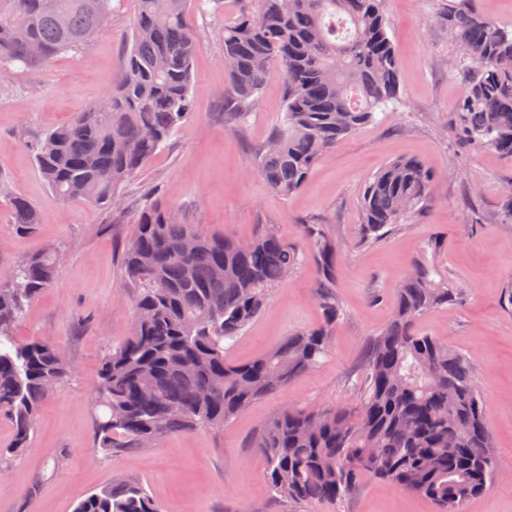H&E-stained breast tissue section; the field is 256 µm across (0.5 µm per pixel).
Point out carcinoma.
<instances>
[{
	"label": "carcinoma",
	"mask_w": 512,
	"mask_h": 512,
	"mask_svg": "<svg viewBox=\"0 0 512 512\" xmlns=\"http://www.w3.org/2000/svg\"><path fill=\"white\" fill-rule=\"evenodd\" d=\"M60 26L42 0H0V73L42 67L97 31L87 0H57ZM385 0H135L131 48L107 97L109 110L75 113L30 142L37 171L62 200L115 210L123 186L189 121L195 35L190 10L224 12L222 40L230 86L224 118L244 121L273 73L282 74L284 115L255 155L256 171L275 192L302 188L336 143L397 111L399 65ZM464 60L467 90L453 112L461 139L512 161V30L477 11L442 15ZM43 45L33 59L27 44ZM434 175L401 158L364 186L359 241L374 244L428 203ZM12 223L32 232L36 213L9 200ZM172 206L148 204L123 250L131 291L129 333L105 354L92 404L97 451L139 448L148 436L224 423L317 367L343 310L336 295L339 241L324 224L301 225L303 245L266 224L242 242L206 234ZM427 241L397 288L389 323L366 343L360 396L352 404L307 412L288 407L265 422L254 447L277 496L302 504L345 498L364 474L422 495L438 512H464L494 480L497 462L484 403L468 357L438 335L421 332L427 312L459 299ZM323 310L317 327L297 330L247 363L224 352L266 307L271 290L304 260ZM55 254L23 257L0 283V412L13 428L12 452L28 446L44 400L72 372L47 338L19 342L27 304L51 287ZM74 512H163L143 484L117 477L82 498Z\"/></svg>",
	"instance_id": "cac0c4a2"
}]
</instances>
